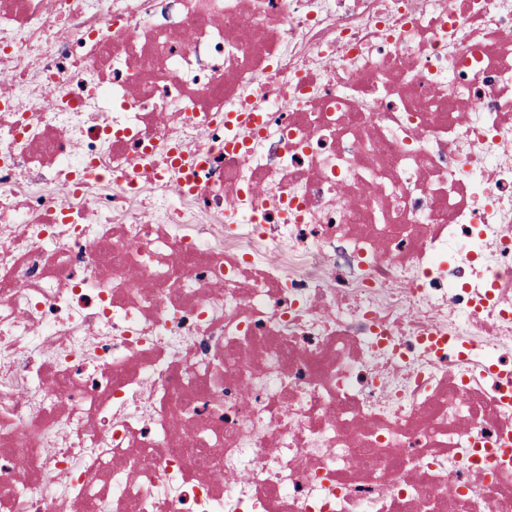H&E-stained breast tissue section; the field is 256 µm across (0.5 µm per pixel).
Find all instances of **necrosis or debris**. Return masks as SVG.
<instances>
[{"mask_svg": "<svg viewBox=\"0 0 512 512\" xmlns=\"http://www.w3.org/2000/svg\"><path fill=\"white\" fill-rule=\"evenodd\" d=\"M512 0H0V512H512Z\"/></svg>", "mask_w": 512, "mask_h": 512, "instance_id": "1", "label": "necrosis or debris"}]
</instances>
